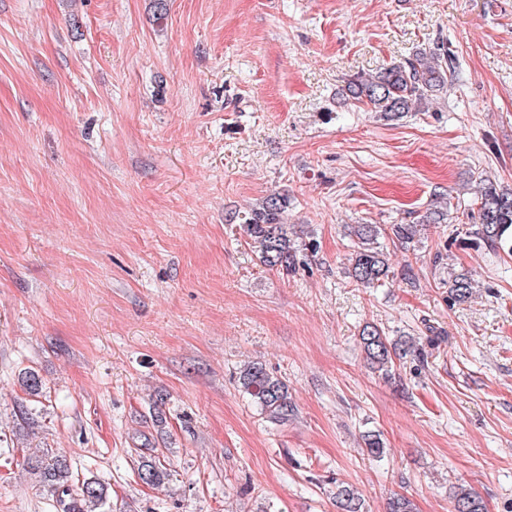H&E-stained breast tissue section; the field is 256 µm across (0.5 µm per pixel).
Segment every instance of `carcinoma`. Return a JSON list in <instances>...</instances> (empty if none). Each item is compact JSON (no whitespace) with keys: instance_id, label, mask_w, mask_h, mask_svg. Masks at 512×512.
Instances as JSON below:
<instances>
[{"instance_id":"carcinoma-1","label":"carcinoma","mask_w":512,"mask_h":512,"mask_svg":"<svg viewBox=\"0 0 512 512\" xmlns=\"http://www.w3.org/2000/svg\"><path fill=\"white\" fill-rule=\"evenodd\" d=\"M455 75L453 58L448 48L438 46L430 51H419L399 62L381 68L375 73H358L347 80L343 94L353 101L365 104L373 112H381L394 120L407 112H416L432 98L448 92ZM478 213L474 229L468 231L470 243L495 246L512 237V190L501 189L488 179L480 181L477 191ZM288 198L272 194L241 218L247 237L258 244L261 263L271 270L296 271L300 263L298 249L290 236L283 213ZM444 214L433 210L419 224H392L391 235L402 244H410L425 231L428 224H440ZM383 229L376 224H356L353 235L355 249L349 259L348 275L365 288L383 285L389 278V263L378 238ZM473 294V281L465 272L448 280V298L464 303ZM364 358L370 368L385 377L392 375L395 360H401L412 351L406 340L391 341L374 323L363 326L359 334ZM242 388L254 399L261 411L278 422L288 421L294 411L288 386L273 376L259 362L248 364L239 376ZM27 464L41 482L56 493L51 507L54 512H94L103 504L104 486L92 479L70 483L71 464L63 453L33 455ZM138 478L146 485L160 486L170 476L160 456L143 457L137 465ZM341 512H360L361 499L351 488L337 492ZM452 512H485L483 499L466 486L452 492Z\"/></svg>"}]
</instances>
